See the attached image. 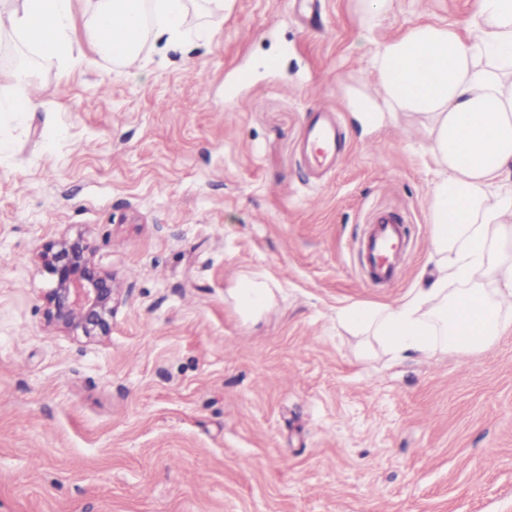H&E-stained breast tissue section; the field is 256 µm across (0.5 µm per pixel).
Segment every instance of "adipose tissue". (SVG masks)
<instances>
[{"mask_svg":"<svg viewBox=\"0 0 512 512\" xmlns=\"http://www.w3.org/2000/svg\"><path fill=\"white\" fill-rule=\"evenodd\" d=\"M156 15L146 27L148 15ZM188 0H94L85 36L97 54L137 59L153 31L183 40ZM72 0H0V35L19 34L48 56L82 65ZM376 115L416 112L432 123L434 279L396 304L346 306L347 331L399 356L471 352L512 329V0H475L464 25L417 23L372 56Z\"/></svg>","mask_w":512,"mask_h":512,"instance_id":"1","label":"adipose tissue"}]
</instances>
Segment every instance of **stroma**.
Here are the masks:
<instances>
[{"instance_id": "stroma-1", "label": "stroma", "mask_w": 512, "mask_h": 512, "mask_svg": "<svg viewBox=\"0 0 512 512\" xmlns=\"http://www.w3.org/2000/svg\"><path fill=\"white\" fill-rule=\"evenodd\" d=\"M473 8L224 0L208 38L146 34L131 65L37 56V109L0 111V512H512V332L424 360L336 322L433 268L431 124L367 121L374 47ZM325 107L345 156L319 180L299 144ZM376 208L413 228L389 289L356 250ZM64 234L122 290L109 335L48 317ZM236 290L248 309H261L270 297V290L266 284L249 278L239 280Z\"/></svg>"}]
</instances>
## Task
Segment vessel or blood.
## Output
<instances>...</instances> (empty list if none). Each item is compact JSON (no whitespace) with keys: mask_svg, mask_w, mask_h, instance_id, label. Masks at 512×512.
I'll list each match as a JSON object with an SVG mask.
<instances>
[{"mask_svg":"<svg viewBox=\"0 0 512 512\" xmlns=\"http://www.w3.org/2000/svg\"><path fill=\"white\" fill-rule=\"evenodd\" d=\"M341 129L330 110L317 112L303 141L305 165L312 170L335 162L341 155ZM409 238L401 213L379 211L368 221L359 244V256L370 284L392 287L400 275V262Z\"/></svg>","mask_w":512,"mask_h":512,"instance_id":"obj_1","label":"vessel or blood"}]
</instances>
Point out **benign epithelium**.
I'll return each mask as SVG.
<instances>
[{
	"instance_id": "1",
	"label": "benign epithelium",
	"mask_w": 512,
	"mask_h": 512,
	"mask_svg": "<svg viewBox=\"0 0 512 512\" xmlns=\"http://www.w3.org/2000/svg\"><path fill=\"white\" fill-rule=\"evenodd\" d=\"M39 258L54 283L45 295L51 320L76 336L108 335L121 288L112 273L96 265L84 238L63 235L49 242Z\"/></svg>"
}]
</instances>
